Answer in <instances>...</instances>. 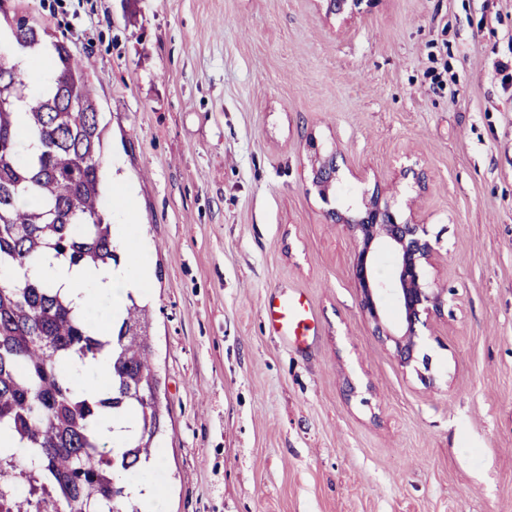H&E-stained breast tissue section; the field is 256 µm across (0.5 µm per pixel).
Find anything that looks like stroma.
I'll use <instances>...</instances> for the list:
<instances>
[{
  "instance_id": "35a3bbf8",
  "label": "stroma",
  "mask_w": 512,
  "mask_h": 512,
  "mask_svg": "<svg viewBox=\"0 0 512 512\" xmlns=\"http://www.w3.org/2000/svg\"><path fill=\"white\" fill-rule=\"evenodd\" d=\"M15 3L85 57L104 199L134 196L168 406L157 512H512V0H377L348 21L320 0ZM336 151L324 199L311 161ZM377 186L443 256L429 383L362 317L325 216ZM277 286L309 301L301 346L268 333Z\"/></svg>"
}]
</instances>
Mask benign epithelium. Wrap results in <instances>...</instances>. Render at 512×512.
Returning a JSON list of instances; mask_svg holds the SVG:
<instances>
[{"instance_id": "obj_1", "label": "benign epithelium", "mask_w": 512, "mask_h": 512, "mask_svg": "<svg viewBox=\"0 0 512 512\" xmlns=\"http://www.w3.org/2000/svg\"><path fill=\"white\" fill-rule=\"evenodd\" d=\"M326 14L351 19L362 13L363 4L375 0H324ZM339 166L334 155L319 161L312 169V185L327 198L331 184L337 180ZM326 216L346 227L353 242L352 276L359 291L362 315L374 325L376 336L390 345L393 356L404 369H413L422 378L427 375L417 364L425 336L432 333L441 318L448 293L434 288L423 278V270L435 268L441 261L438 241L432 239L428 225L414 210L401 212L393 207L379 188L361 201H353L345 210L331 209ZM386 250L392 257L394 274L384 282L376 277V259ZM392 302L398 319L388 317L385 309Z\"/></svg>"}]
</instances>
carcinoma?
Returning a JSON list of instances; mask_svg holds the SVG:
<instances>
[{"instance_id": "carcinoma-1", "label": "carcinoma", "mask_w": 512, "mask_h": 512, "mask_svg": "<svg viewBox=\"0 0 512 512\" xmlns=\"http://www.w3.org/2000/svg\"><path fill=\"white\" fill-rule=\"evenodd\" d=\"M16 49L44 50L55 76L45 91L26 94L25 75L0 50V268L23 270L47 255L71 266L103 268L117 261L104 204L105 125L88 91V75L63 40L0 0ZM38 151L18 155L16 112ZM34 195L35 207L21 204ZM145 307L131 302L108 334L60 291L28 275L0 283V433L7 431L34 460L17 469L0 455V496L12 512H34L31 496L52 486L47 512H140L123 475L154 456L163 423L159 378L150 362ZM106 360L111 383L87 399L74 385L80 367ZM104 420L131 421L118 452L106 450Z\"/></svg>"}]
</instances>
